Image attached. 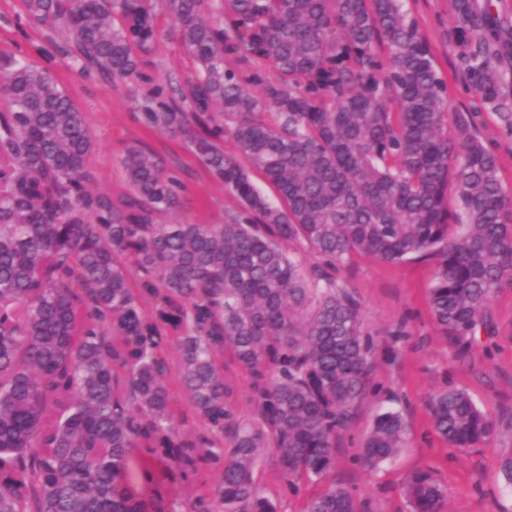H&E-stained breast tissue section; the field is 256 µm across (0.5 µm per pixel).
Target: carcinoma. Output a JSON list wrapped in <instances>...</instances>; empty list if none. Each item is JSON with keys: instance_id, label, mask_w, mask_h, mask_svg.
<instances>
[{"instance_id": "carcinoma-1", "label": "carcinoma", "mask_w": 512, "mask_h": 512, "mask_svg": "<svg viewBox=\"0 0 512 512\" xmlns=\"http://www.w3.org/2000/svg\"><path fill=\"white\" fill-rule=\"evenodd\" d=\"M24 5L33 27L63 24L80 71L139 76L135 49L155 36L146 0ZM449 5L471 111L512 132V27L493 0ZM167 8L196 63L178 87L191 111L162 85L136 106L238 198L222 224L162 223L183 185L138 142L120 188L90 192L85 113L48 70L0 59V512H278L256 481L266 454L292 490L327 478L369 390L374 344L336 287L353 255L434 258L428 304L454 342L512 287V193L471 116L448 135L447 82L402 0H224L223 26L204 18L208 0ZM429 409L453 447L498 432L464 389ZM406 433L399 413L377 415L363 461L394 456ZM184 482L195 494L173 496ZM407 496L410 512H445L429 471ZM305 512L357 508L332 483Z\"/></svg>"}]
</instances>
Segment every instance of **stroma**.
Masks as SVG:
<instances>
[{"label":"stroma","mask_w":512,"mask_h":512,"mask_svg":"<svg viewBox=\"0 0 512 512\" xmlns=\"http://www.w3.org/2000/svg\"><path fill=\"white\" fill-rule=\"evenodd\" d=\"M156 19L148 49L138 51L140 80L109 81L73 66L65 54L68 34L61 24L40 29L27 22L23 0H0V57L49 70L76 107L84 112L97 146L91 159L95 174L89 189L108 193L122 183L119 159L127 145L140 142L161 155L185 185L178 218L220 224L224 213L239 207L188 152L182 141L146 128L135 100L156 84L175 82L192 73V57L179 45L164 0H147ZM448 83L452 107L449 121L468 111L472 95L458 69L457 52L446 38L452 26L448 0H404ZM482 142L494 150L505 188L512 190V131L494 112L473 115ZM435 262L432 259L387 263L353 256L336 274L337 286L361 304L366 331L376 354L371 387L356 407L350 428L336 440V463L329 480L305 479L298 493L286 490L271 461H263L258 481L274 497L280 512H303L307 501L329 482L351 489L359 512H408L405 484L415 471L428 469L447 490V512H512V487L497 470L499 457L512 448V429L472 448H452L433 431L428 401L440 387L468 391L493 419L512 418V287L491 300L487 328L464 350L437 329L427 305ZM404 415L409 434L397 456L368 468L360 459V443L378 412Z\"/></svg>","instance_id":"obj_1"}]
</instances>
